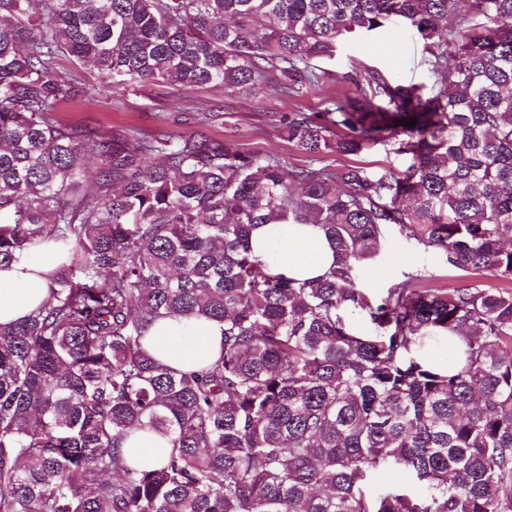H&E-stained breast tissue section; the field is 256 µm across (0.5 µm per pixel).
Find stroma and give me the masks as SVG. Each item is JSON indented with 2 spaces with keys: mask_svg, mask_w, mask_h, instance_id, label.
<instances>
[{
  "mask_svg": "<svg viewBox=\"0 0 512 512\" xmlns=\"http://www.w3.org/2000/svg\"><path fill=\"white\" fill-rule=\"evenodd\" d=\"M352 57L401 84L428 89L436 81L424 62L422 40L394 20L381 32L346 44L334 59L317 61V68L324 70L325 75L318 86L299 99L274 94L268 87L246 95L218 86L180 88L161 82H140L126 86L109 99L62 107L58 117L87 130L130 129L147 138L160 132L217 136L254 155L275 154L288 164L302 166L309 159L289 144L283 127L291 113L324 111L332 99L350 93V85L337 83L336 76L345 71ZM212 113L217 114V121H209ZM345 163L362 166L373 175L390 172L399 176L412 160L410 155L396 152L394 145L379 144L355 156L332 154L321 161L322 166L331 170ZM411 275L420 277L421 287L448 291L465 286L500 285L492 273L472 274L447 266L434 253L414 249L394 233L389 235L378 260L364 272L362 284L377 296Z\"/></svg>",
  "mask_w": 512,
  "mask_h": 512,
  "instance_id": "stroma-1",
  "label": "stroma"
}]
</instances>
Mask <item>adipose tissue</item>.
Segmentation results:
<instances>
[{
	"label": "adipose tissue",
	"instance_id": "adipose-tissue-1",
	"mask_svg": "<svg viewBox=\"0 0 512 512\" xmlns=\"http://www.w3.org/2000/svg\"><path fill=\"white\" fill-rule=\"evenodd\" d=\"M251 246L272 273L299 281L324 275L335 262L327 237L315 224L257 226ZM55 267L51 243L44 245L42 255L24 254L0 267V325L24 319L45 301ZM223 329L215 321L161 320L150 338L149 351L172 368L189 370L217 357Z\"/></svg>",
	"mask_w": 512,
	"mask_h": 512
}]
</instances>
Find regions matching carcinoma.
I'll return each mask as SVG.
<instances>
[{"label":"carcinoma","instance_id":"1","mask_svg":"<svg viewBox=\"0 0 512 512\" xmlns=\"http://www.w3.org/2000/svg\"><path fill=\"white\" fill-rule=\"evenodd\" d=\"M39 2L0 0V265L49 242L60 264L42 306L0 325V512H512V291L360 286L393 231L512 282V0ZM393 18L442 81L351 58L353 95L286 133L312 157L396 141L401 176L55 115L81 95L62 57L103 91H253L275 70L296 99L321 80L311 60ZM257 224L320 225L336 265L271 273ZM181 318L224 324L217 359L149 354L154 324ZM433 336L462 341L444 368ZM136 429L164 461L123 456ZM380 470L414 487L377 489Z\"/></svg>","mask_w":512,"mask_h":512}]
</instances>
